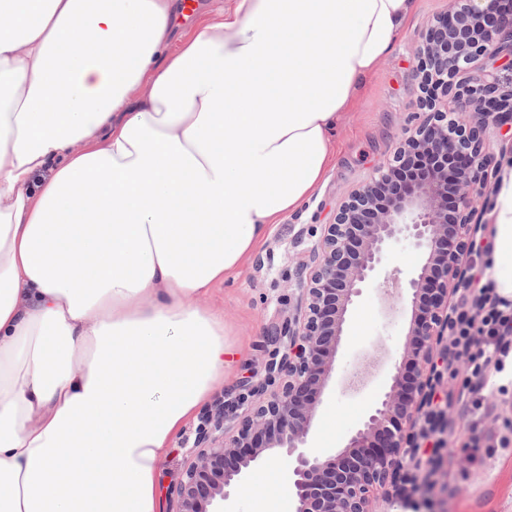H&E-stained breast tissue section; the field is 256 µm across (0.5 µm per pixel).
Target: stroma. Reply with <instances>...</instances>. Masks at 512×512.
<instances>
[{"label": "stroma", "mask_w": 512, "mask_h": 512, "mask_svg": "<svg viewBox=\"0 0 512 512\" xmlns=\"http://www.w3.org/2000/svg\"><path fill=\"white\" fill-rule=\"evenodd\" d=\"M450 0H420L395 49L382 60L337 129L336 160L326 182L295 212L271 225L266 241L236 274L214 287L206 307L224 315L228 358L224 382L212 394L226 400L263 376L262 362L276 349L272 338L288 314L287 281L298 280L302 261L317 242L321 225L333 223L338 206L391 161L405 129L414 127L423 95L419 49L428 26L448 10ZM491 157L486 201L475 223L489 226L503 164H512V123L491 130L486 140ZM410 319L407 296L384 301L379 289H365L348 321L336 355V369L311 428L308 444L332 454L366 419L373 400L388 386L391 363H380L364 390L347 394L341 387L355 364L381 345L401 354ZM471 416L459 407L449 414L448 446L432 456V439L421 442L420 456L432 464L435 481L425 496L403 504L401 498L380 502L381 512H512V450L482 447L472 451ZM288 462L251 465L246 488L232 493L228 512H263L287 483Z\"/></svg>", "instance_id": "35a3bbf8"}]
</instances>
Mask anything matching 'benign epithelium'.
I'll return each mask as SVG.
<instances>
[{"instance_id": "7a95c632", "label": "benign epithelium", "mask_w": 512, "mask_h": 512, "mask_svg": "<svg viewBox=\"0 0 512 512\" xmlns=\"http://www.w3.org/2000/svg\"><path fill=\"white\" fill-rule=\"evenodd\" d=\"M512 53V0H455L426 30L421 66L426 118L407 131L392 162L354 190L324 224L301 263L294 303L274 336L279 350L264 377L208 410L187 449V468L166 487L168 512H210L242 488L260 460L288 457L294 512H377L376 503L412 477L416 429H440L448 410L431 416L434 390L448 365L450 298L464 279L485 195L490 129L512 122V93L499 91L485 67L465 81L458 74L480 58ZM459 110L448 111V101ZM409 239L423 261L407 281L411 321L388 390L373 401L362 426L334 456L306 446L335 370L354 299L374 279L392 243ZM378 287L393 298L400 272Z\"/></svg>"}]
</instances>
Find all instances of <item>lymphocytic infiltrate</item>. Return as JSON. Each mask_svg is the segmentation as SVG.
Returning a JSON list of instances; mask_svg holds the SVG:
<instances>
[{
	"label": "lymphocytic infiltrate",
	"mask_w": 512,
	"mask_h": 512,
	"mask_svg": "<svg viewBox=\"0 0 512 512\" xmlns=\"http://www.w3.org/2000/svg\"><path fill=\"white\" fill-rule=\"evenodd\" d=\"M481 278L476 272L462 284L448 321V355L466 356L468 362L465 374L452 369L448 376L457 382L458 403L478 423L489 413L483 389L512 356V303L482 284Z\"/></svg>",
	"instance_id": "1"
}]
</instances>
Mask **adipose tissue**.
<instances>
[{"label": "adipose tissue", "mask_w": 512, "mask_h": 512, "mask_svg": "<svg viewBox=\"0 0 512 512\" xmlns=\"http://www.w3.org/2000/svg\"><path fill=\"white\" fill-rule=\"evenodd\" d=\"M416 0H0V512H162L224 381L202 296L308 201ZM487 279L512 302V167ZM199 2L202 4V8L191 20H185L180 14L181 29L186 36L192 34L198 20L204 18L207 13L217 9L231 10L234 5L233 0H200Z\"/></svg>", "instance_id": "adipose-tissue-1"}]
</instances>
